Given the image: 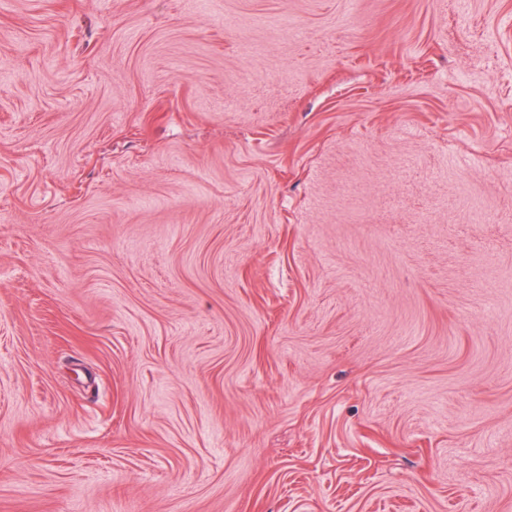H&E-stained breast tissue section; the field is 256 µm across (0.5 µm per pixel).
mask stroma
<instances>
[{
	"label": "stroma",
	"instance_id": "1",
	"mask_svg": "<svg viewBox=\"0 0 512 512\" xmlns=\"http://www.w3.org/2000/svg\"><path fill=\"white\" fill-rule=\"evenodd\" d=\"M0 512H512V0H0Z\"/></svg>",
	"mask_w": 512,
	"mask_h": 512
}]
</instances>
